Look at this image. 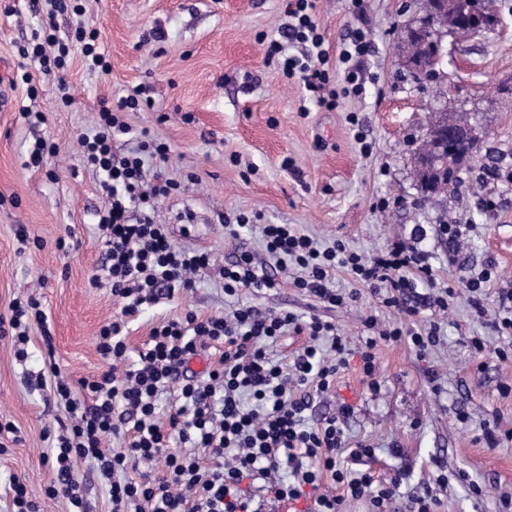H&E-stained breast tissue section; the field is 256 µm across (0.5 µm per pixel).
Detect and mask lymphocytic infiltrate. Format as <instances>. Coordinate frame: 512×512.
<instances>
[{
    "label": "lymphocytic infiltrate",
    "mask_w": 512,
    "mask_h": 512,
    "mask_svg": "<svg viewBox=\"0 0 512 512\" xmlns=\"http://www.w3.org/2000/svg\"><path fill=\"white\" fill-rule=\"evenodd\" d=\"M30 6L43 15L41 34L31 47L22 48L21 55L37 61L42 74L55 77L64 92L63 104L71 105L65 68L72 50L80 51L88 69L110 70L98 34L80 25L70 42L57 40V15L83 14L81 0H31ZM315 9L316 0H286L287 20L278 38L269 41L266 60L285 77L299 78L318 108L332 110L338 95L361 91L370 41L363 29L348 31L338 55L345 84L333 89L334 74L313 19ZM290 44L304 45L303 54H287ZM143 104L136 92L121 97L116 106L101 105L93 133L81 139L84 160L102 174L109 197L98 220L106 246V274L92 276L89 285L110 283L123 306L97 335L104 368L93 379L81 381L83 397H76L56 362H48L44 375L37 378L66 412L58 430L46 435L53 477L43 500L62 499L68 512H88L74 472L75 462L84 460L107 484L112 512H265L270 502L296 503L307 488L317 489L326 474L340 491L318 493L308 512H342L349 499L366 500L368 512H387L399 480L384 483L371 471L350 467L354 461L373 460L374 449H347L337 418L324 419L317 427L305 424L306 388L329 390L349 362L347 339L331 322L287 310L262 312L250 305L229 316L204 317L189 311L154 326L143 350L131 354L125 336L128 318L143 306L193 290L195 274L210 262L207 252L174 246L165 225L153 220L158 201L179 188L173 180L144 184L146 158L166 161L165 143L143 141L120 157L112 150L116 136L129 131L124 112L141 110ZM260 232L267 252L279 264L302 269L294 284L317 302L343 307L355 301V294L331 286L333 272L343 268L396 313V321L382 330L374 320L364 323L358 353L366 376L375 374L379 342L411 345L420 357L435 346L437 322L420 330L412 325L421 311H448L462 293L476 317L487 314L484 299L491 269L462 277L459 288L423 294L416 282L431 279L432 268L416 248L396 246L367 258L340 240L319 248L314 238L292 224H264ZM221 276L228 296L276 285L245 253L225 265ZM9 310V315H0V335L10 337L18 358L27 355L31 323L40 325L45 346H52L39 298L13 301ZM288 332L306 335L308 342L286 366L270 360L268 350ZM212 348L221 349L219 360L204 373L191 372V360ZM172 388L177 391L175 407L163 420L159 400ZM120 435L125 438L122 447H107V438ZM174 442L179 450H171ZM129 469L140 470V477L126 479ZM246 480L260 482L259 493L244 489Z\"/></svg>",
    "instance_id": "lymphocytic-infiltrate-1"
}]
</instances>
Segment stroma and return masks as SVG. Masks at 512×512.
I'll list each match as a JSON object with an SVG mask.
<instances>
[{
	"label": "stroma",
	"instance_id": "stroma-1",
	"mask_svg": "<svg viewBox=\"0 0 512 512\" xmlns=\"http://www.w3.org/2000/svg\"><path fill=\"white\" fill-rule=\"evenodd\" d=\"M30 0H0V65L10 85V102L0 110V313L10 303L36 295L54 337L55 361L72 384L97 375L103 362L96 349L100 328L119 315L123 302L110 284L92 288L90 275L104 262L96 228L108 203L102 178L89 168L79 142L97 122L101 101L117 102L145 89L152 108L126 115L130 134L116 152L136 147L141 135L165 142L166 162H151L144 179L171 178L184 191L159 201L153 219L166 225L172 242L206 251L209 266L194 290L146 307L128 330V346L141 349L157 323L194 310L203 316L228 313L220 271L242 252L266 265L277 288L245 292L258 309H288L333 322L351 349H359L367 317L387 325L395 314L345 270L332 277L336 288L356 291L355 302L329 308L296 288V269L278 270L261 243L260 225L230 236L220 215L260 214V224H294L328 244L341 240L372 255L401 243L426 252L433 279L419 292L457 286L461 272L493 268L485 297L498 307L500 289H512V181H483V167L512 172V0H493L498 25L484 37L442 39L438 80L422 84L408 70L403 39L407 24L424 13L426 0H364L363 12L349 0H317L315 21L330 58L348 29L371 33L360 95L340 99L335 110L312 107L302 83L266 62V39L286 21L283 0H89L83 17L60 15L57 35L66 38L76 22L95 29L110 63L109 73L89 70L71 54L66 80L73 97L64 106L56 79L24 59L40 19ZM163 33L152 41V31ZM30 72L36 98L27 95ZM467 116L479 137L478 157L465 163L464 188L444 197L422 193L414 168L437 108ZM42 113L32 124L25 111ZM370 145L362 153L355 139ZM54 140L56 156L29 163L35 138ZM496 210H486L485 200ZM193 215L191 231L178 216ZM443 224H467L458 255H450L439 232ZM31 238L23 246L18 227ZM69 247H56L58 238ZM441 338L425 357L407 345L379 343L377 370L365 377L351 358L335 385L313 394L310 424L338 416L349 447L374 448L370 470L388 481L397 468L401 482L390 512H410L409 494L448 476L438 512H501L502 495L512 496V441L487 448L481 428L498 420L512 432V362L498 361L502 337L484 332L466 301L439 316ZM484 335L488 346L474 355L469 340ZM26 360H17L10 338L0 336V417L21 430L20 443L0 455V512H10V478L42 498L52 473L44 463L45 430L66 416L49 389L31 386L44 367L39 326L30 329ZM467 421H459V414ZM481 495H474L472 485Z\"/></svg>",
	"mask_w": 512,
	"mask_h": 512
}]
</instances>
